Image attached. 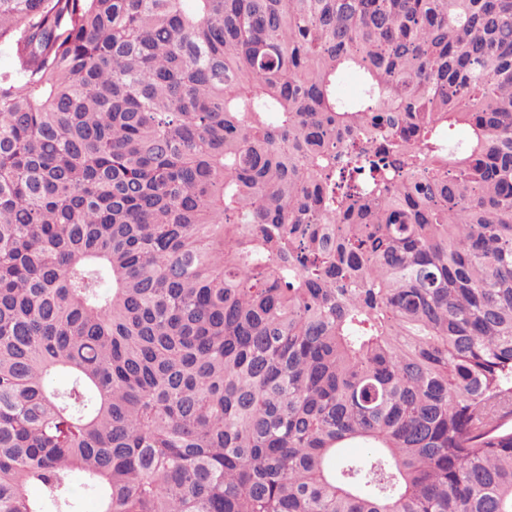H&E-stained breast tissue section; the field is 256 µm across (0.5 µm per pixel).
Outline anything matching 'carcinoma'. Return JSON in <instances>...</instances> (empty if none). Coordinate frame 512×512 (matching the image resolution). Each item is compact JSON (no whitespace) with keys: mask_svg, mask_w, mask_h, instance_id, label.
Returning a JSON list of instances; mask_svg holds the SVG:
<instances>
[{"mask_svg":"<svg viewBox=\"0 0 512 512\" xmlns=\"http://www.w3.org/2000/svg\"><path fill=\"white\" fill-rule=\"evenodd\" d=\"M2 41L0 512H512V0H0Z\"/></svg>","mask_w":512,"mask_h":512,"instance_id":"obj_1","label":"carcinoma"}]
</instances>
